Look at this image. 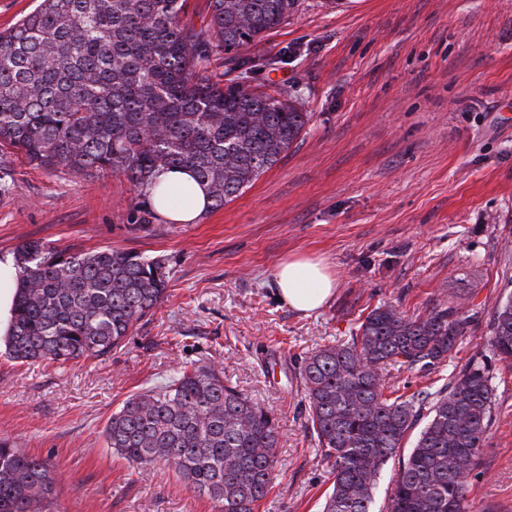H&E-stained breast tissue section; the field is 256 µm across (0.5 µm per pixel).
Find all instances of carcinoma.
<instances>
[{
	"mask_svg": "<svg viewBox=\"0 0 512 512\" xmlns=\"http://www.w3.org/2000/svg\"><path fill=\"white\" fill-rule=\"evenodd\" d=\"M298 0H209L210 20L182 22L186 0H41L0 33V151L77 177L110 171L132 184L148 212L161 169L188 168L211 207L230 202L279 162L309 113L288 92L246 84L240 49L292 16ZM225 54L214 78L204 69ZM19 287L7 338L21 363L63 366L121 346L166 293L164 263L102 247L62 253L39 242L16 249ZM454 310L408 318L372 309L355 335L306 355L298 376L308 423L333 475L322 512H372L377 479L398 471L387 512H466L494 414L490 369L470 360L440 392L390 398L387 367L431 371L461 342ZM489 344L512 365V298L493 312ZM427 408L413 447L407 433ZM129 463H165L219 512H255L276 467L275 416L211 365L182 368L128 398L105 428ZM57 470L0 438V512H57Z\"/></svg>",
	"mask_w": 512,
	"mask_h": 512,
	"instance_id": "1",
	"label": "carcinoma"
}]
</instances>
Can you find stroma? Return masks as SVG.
<instances>
[{
  "label": "stroma",
  "instance_id": "1",
  "mask_svg": "<svg viewBox=\"0 0 512 512\" xmlns=\"http://www.w3.org/2000/svg\"><path fill=\"white\" fill-rule=\"evenodd\" d=\"M239 56L262 60L251 85L290 92L311 118L279 163L194 223L142 218L124 176L0 152L1 253L108 246L168 272L163 301L106 357L19 364L1 344L0 438L55 463L65 512H218L174 468L131 467L103 436L129 396L213 365L280 425L256 512H322L333 478L307 428L301 358L377 306L421 318L452 307L467 324L447 362L392 366L386 388L432 393L471 356L490 360L496 412L467 512H512V368L487 343L512 294V0H300ZM293 256L336 279L309 315L274 291Z\"/></svg>",
  "mask_w": 512,
  "mask_h": 512
}]
</instances>
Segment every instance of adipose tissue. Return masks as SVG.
I'll use <instances>...</instances> for the list:
<instances>
[{"label": "adipose tissue", "instance_id": "adipose-tissue-1", "mask_svg": "<svg viewBox=\"0 0 512 512\" xmlns=\"http://www.w3.org/2000/svg\"><path fill=\"white\" fill-rule=\"evenodd\" d=\"M158 182L169 195L156 210L171 223H193L211 202L207 185L195 181L189 170L164 171ZM275 283L277 296L288 307L306 315L319 310L336 287L328 266L322 260L308 257H292L282 262L276 270Z\"/></svg>", "mask_w": 512, "mask_h": 512}]
</instances>
